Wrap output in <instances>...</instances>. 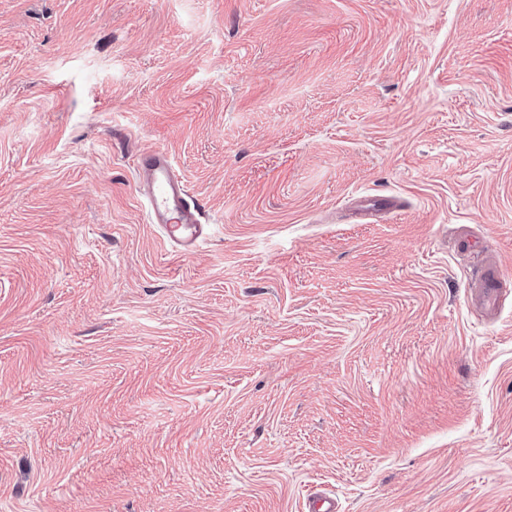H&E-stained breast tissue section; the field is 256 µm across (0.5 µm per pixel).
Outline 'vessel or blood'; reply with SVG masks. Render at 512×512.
Listing matches in <instances>:
<instances>
[{
    "label": "vessel or blood",
    "instance_id": "obj_1",
    "mask_svg": "<svg viewBox=\"0 0 512 512\" xmlns=\"http://www.w3.org/2000/svg\"><path fill=\"white\" fill-rule=\"evenodd\" d=\"M138 177L139 187L149 201L151 223L160 225L172 242L186 249L195 248L202 235L201 206L175 175L170 155L163 151L144 153ZM511 282L501 266H486L471 289L472 304L494 312Z\"/></svg>",
    "mask_w": 512,
    "mask_h": 512
}]
</instances>
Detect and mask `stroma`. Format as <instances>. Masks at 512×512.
<instances>
[{"label": "stroma", "mask_w": 512, "mask_h": 512, "mask_svg": "<svg viewBox=\"0 0 512 512\" xmlns=\"http://www.w3.org/2000/svg\"><path fill=\"white\" fill-rule=\"evenodd\" d=\"M494 259L512 0H0V512H512ZM139 187L149 200L152 224H160L166 236L185 249L195 248L202 236L201 205L173 170L168 153H144L139 163ZM510 278H506L499 265H486L481 279L471 288V303L487 312H494L507 292Z\"/></svg>", "instance_id": "1"}]
</instances>
